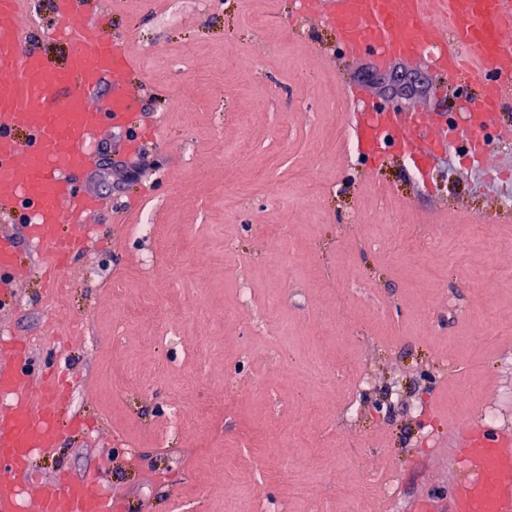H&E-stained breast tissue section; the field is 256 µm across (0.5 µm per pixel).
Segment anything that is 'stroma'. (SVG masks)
Returning <instances> with one entry per match:
<instances>
[{"label":"stroma","mask_w":512,"mask_h":512,"mask_svg":"<svg viewBox=\"0 0 512 512\" xmlns=\"http://www.w3.org/2000/svg\"><path fill=\"white\" fill-rule=\"evenodd\" d=\"M79 6L134 56L136 116L101 129L76 177L107 206L65 225L86 244L56 296L18 214L0 215L16 251L0 347L57 370L80 422L24 484L99 472L126 512H452L460 434H512V98L480 161L452 149L421 171L393 149L373 165L336 127L346 89L432 136L481 82L345 53L299 0ZM55 22L54 0L16 20L59 69ZM174 409L191 422L176 436Z\"/></svg>","instance_id":"35a3bbf8"}]
</instances>
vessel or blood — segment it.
I'll return each mask as SVG.
<instances>
[{"label":"vessel or blood","instance_id":"b4317fda","mask_svg":"<svg viewBox=\"0 0 512 512\" xmlns=\"http://www.w3.org/2000/svg\"><path fill=\"white\" fill-rule=\"evenodd\" d=\"M76 0H56L57 32L66 39L67 65L48 68L25 33L6 17L25 12L27 0H0V212L23 209L30 243L47 267L57 269L71 248L60 227L83 223L98 207L80 193L75 173L91 165L105 123L125 122L132 104L125 84L135 69L106 16H87ZM322 12L349 52H373L379 63L427 58L437 68L468 70L483 84L476 109L465 112L467 151L481 153L484 133L505 99L512 97V0H304ZM447 40H439V31ZM109 93H102V86ZM396 125L389 112L369 110L356 118L362 152L380 157L391 147ZM397 142L429 158L443 152L447 134L428 137L419 117L406 121ZM29 136L24 159L16 157L15 132ZM60 385L48 375L0 372V512H120L99 488L101 478L59 475L60 494H28L21 486L27 460L55 448L62 431ZM464 474L453 512H512V440L489 425L467 428L459 439Z\"/></svg>","mask_w":512,"mask_h":512}]
</instances>
